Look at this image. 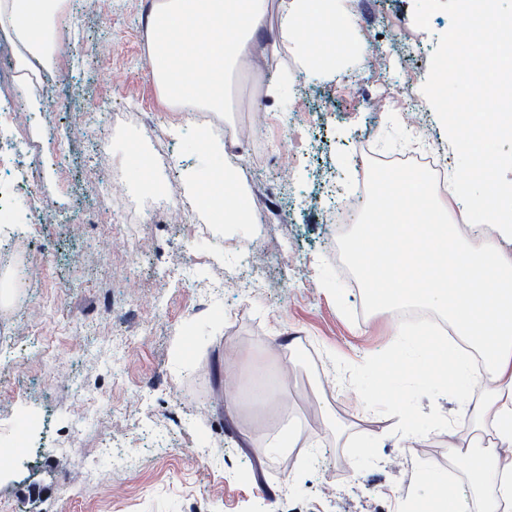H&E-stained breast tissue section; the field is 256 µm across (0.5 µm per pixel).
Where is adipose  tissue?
Returning <instances> with one entry per match:
<instances>
[{
    "mask_svg": "<svg viewBox=\"0 0 512 512\" xmlns=\"http://www.w3.org/2000/svg\"><path fill=\"white\" fill-rule=\"evenodd\" d=\"M62 15L61 0H0V26L25 51L21 69L50 68ZM149 25L153 77L167 98L218 111L228 105L231 69L253 54L259 34L293 45L312 78L354 51L352 0H281L274 24L267 0H156ZM503 123L489 102L470 113V132H453L451 145L469 169L447 191L466 198L471 238L449 222L447 205L427 180L412 175L381 178L370 218L348 243L361 284L378 304L438 310L461 336V343L433 348L398 340L393 349L410 372L426 375L441 363L456 388L483 390L482 399L461 405L448 455L482 459L479 493L486 512H512V253L484 237L490 229L512 241V196H503L484 171L497 153ZM191 195L208 223L252 218L249 195L231 172Z\"/></svg>",
    "mask_w": 512,
    "mask_h": 512,
    "instance_id": "1",
    "label": "adipose tissue"
}]
</instances>
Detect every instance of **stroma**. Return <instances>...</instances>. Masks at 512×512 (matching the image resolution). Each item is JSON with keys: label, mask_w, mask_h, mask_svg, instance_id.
<instances>
[{"label": "stroma", "mask_w": 512, "mask_h": 512, "mask_svg": "<svg viewBox=\"0 0 512 512\" xmlns=\"http://www.w3.org/2000/svg\"><path fill=\"white\" fill-rule=\"evenodd\" d=\"M147 3L73 0L49 78L81 94L49 99L45 124L26 131L43 222L18 226L28 260L4 270L18 286L0 305V512H399L433 496L421 475L432 462L478 512L446 451L451 377L390 363L406 327L345 264L375 158L427 150L465 173L446 131L454 84L436 95L425 83L463 0H356L362 55L315 80L258 41L216 115L257 135L218 159L194 131L201 106L167 101L146 67ZM398 91L408 111H374ZM95 106L97 123L80 125ZM220 167L247 188L250 223L214 229L195 210L190 176ZM327 174L357 201L346 223L325 221ZM108 177L128 199L102 193ZM150 183L177 191L181 220L138 225L131 254L114 215L130 202L164 215ZM247 247L254 278L237 263ZM286 422L292 459L265 445L268 425ZM24 435V456L4 454Z\"/></svg>", "instance_id": "stroma-1"}]
</instances>
